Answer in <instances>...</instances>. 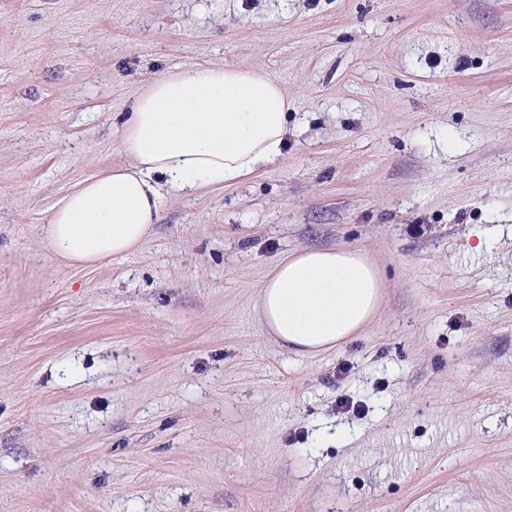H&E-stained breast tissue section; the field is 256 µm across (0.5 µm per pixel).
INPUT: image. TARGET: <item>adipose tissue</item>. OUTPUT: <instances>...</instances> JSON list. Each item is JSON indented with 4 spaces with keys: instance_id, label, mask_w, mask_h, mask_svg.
Instances as JSON below:
<instances>
[{
    "instance_id": "1",
    "label": "adipose tissue",
    "mask_w": 512,
    "mask_h": 512,
    "mask_svg": "<svg viewBox=\"0 0 512 512\" xmlns=\"http://www.w3.org/2000/svg\"><path fill=\"white\" fill-rule=\"evenodd\" d=\"M288 97L264 72L202 65L157 77L121 124L128 165L78 183L43 239L59 260L95 265L137 249L161 214L160 184L192 194L242 181L283 155ZM382 278L359 250L314 248L269 272L258 312L285 351L317 354L356 336L377 312Z\"/></svg>"
}]
</instances>
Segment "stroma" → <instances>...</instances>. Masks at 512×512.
<instances>
[{
    "label": "stroma",
    "mask_w": 512,
    "mask_h": 512,
    "mask_svg": "<svg viewBox=\"0 0 512 512\" xmlns=\"http://www.w3.org/2000/svg\"><path fill=\"white\" fill-rule=\"evenodd\" d=\"M261 69L283 158L164 193L132 254L42 238L153 79ZM383 299L285 352V255ZM0 512H512V0H0ZM382 278L359 250L314 248L290 254L269 272L258 312L288 353L317 354L356 336L377 312Z\"/></svg>",
    "instance_id": "stroma-1"
}]
</instances>
